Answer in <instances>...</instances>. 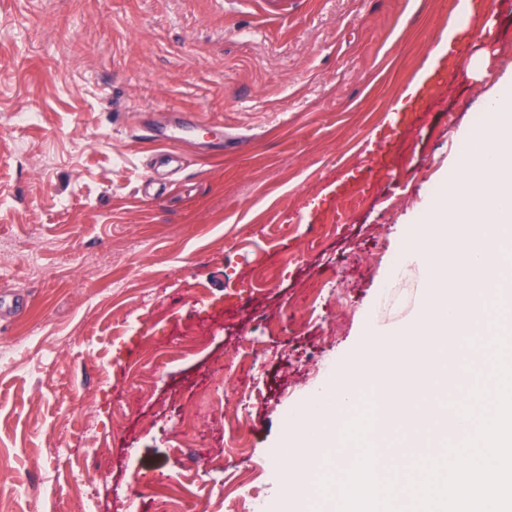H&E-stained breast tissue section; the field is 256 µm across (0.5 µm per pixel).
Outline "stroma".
I'll return each mask as SVG.
<instances>
[{
    "label": "stroma",
    "instance_id": "35a3bbf8",
    "mask_svg": "<svg viewBox=\"0 0 512 512\" xmlns=\"http://www.w3.org/2000/svg\"><path fill=\"white\" fill-rule=\"evenodd\" d=\"M458 4L0 0V512H237L252 468L272 512L284 430L420 313L393 255L512 79L493 0L408 96ZM172 110L203 124L146 198Z\"/></svg>",
    "mask_w": 512,
    "mask_h": 512
}]
</instances>
